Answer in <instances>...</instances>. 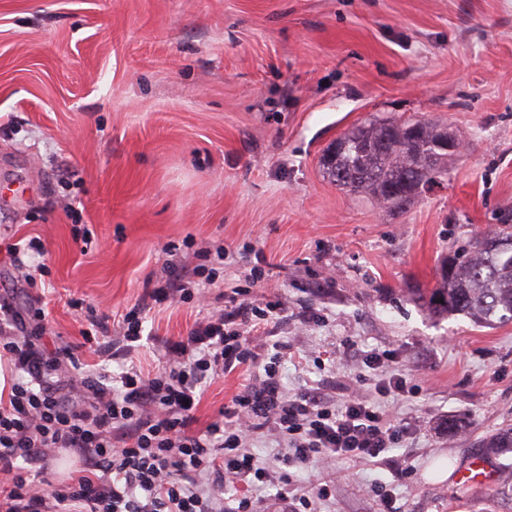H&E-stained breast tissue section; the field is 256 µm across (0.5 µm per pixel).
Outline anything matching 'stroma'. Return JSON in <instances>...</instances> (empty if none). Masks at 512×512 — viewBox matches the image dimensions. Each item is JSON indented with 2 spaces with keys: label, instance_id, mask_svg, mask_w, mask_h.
<instances>
[{
  "label": "stroma",
  "instance_id": "obj_1",
  "mask_svg": "<svg viewBox=\"0 0 512 512\" xmlns=\"http://www.w3.org/2000/svg\"><path fill=\"white\" fill-rule=\"evenodd\" d=\"M382 118L435 122L462 145L402 212L340 190L320 163L336 137ZM507 219L512 0H0V304L29 305L6 248L38 237L47 352L79 344L94 313L119 335L140 303L132 358L148 372L243 289L285 310L261 332L291 345L286 391L371 393L363 356L394 351L412 386L389 406L411 430L406 475L376 460L286 466L276 444L255 443L298 492L328 486L315 512H378L377 485L398 512H512V450L481 445L512 428V322L482 326L412 295ZM201 263L216 270L206 306L152 301ZM242 382H208L198 426ZM478 455L490 480L456 482Z\"/></svg>",
  "mask_w": 512,
  "mask_h": 512
}]
</instances>
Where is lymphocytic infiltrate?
I'll use <instances>...</instances> for the list:
<instances>
[{
  "label": "lymphocytic infiltrate",
  "mask_w": 512,
  "mask_h": 512,
  "mask_svg": "<svg viewBox=\"0 0 512 512\" xmlns=\"http://www.w3.org/2000/svg\"><path fill=\"white\" fill-rule=\"evenodd\" d=\"M274 302L250 299L201 318L187 338L168 344L164 366H130L111 382L85 371L75 347L40 352L27 320L45 331L46 314L23 316L0 307V361L17 372L0 397V512H255L253 493L275 488L289 512H312L313 499L290 492L287 472L259 464L249 447L257 432L284 444V462L318 465L336 459L385 460L408 438L386 405L406 391L407 379L388 351H371L364 364L379 372L373 394L337 404L323 388H282L278 363L285 343H268L262 324ZM248 369L249 379L205 427L195 411L208 380ZM71 451L79 475L46 487L31 475ZM237 496L224 504V488Z\"/></svg>",
  "instance_id": "obj_1"
}]
</instances>
